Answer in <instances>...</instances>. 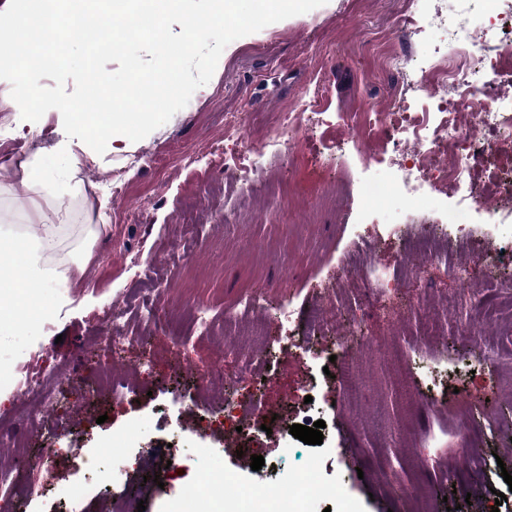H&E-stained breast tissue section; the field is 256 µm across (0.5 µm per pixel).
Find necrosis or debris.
Returning <instances> with one entry per match:
<instances>
[{
	"mask_svg": "<svg viewBox=\"0 0 512 512\" xmlns=\"http://www.w3.org/2000/svg\"><path fill=\"white\" fill-rule=\"evenodd\" d=\"M432 25L449 30L457 53L451 58L435 54L422 67L427 108L418 109L410 96L399 93L394 105L397 131L409 143L401 175L372 180L365 195L374 203L397 198L413 204L420 199L422 185L430 183L446 194L459 195V215L478 209L492 214L503 209L512 215V168L497 170L481 182L471 176L488 162L502 133L512 131V12L486 26L460 18L451 22L441 15ZM386 133L383 113L374 121L342 117L336 122L337 139H352L367 157L375 156V146ZM43 357L40 351L30 356L18 389L24 401L39 400L49 410L56 404V381L47 374ZM263 412L260 400L244 405L228 398L219 413L194 420L193 425L199 432L224 437L239 430L247 434ZM335 495L334 488L310 472L272 492L259 487L243 494L225 475L204 470L182 488L177 501L180 512H208L216 501L224 504L225 512H306L313 499Z\"/></svg>",
	"mask_w": 512,
	"mask_h": 512,
	"instance_id": "4bbe7bcc",
	"label": "necrosis or debris"
}]
</instances>
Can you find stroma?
Wrapping results in <instances>:
<instances>
[{"instance_id":"35a3bbf8","label":"stroma","mask_w":512,"mask_h":512,"mask_svg":"<svg viewBox=\"0 0 512 512\" xmlns=\"http://www.w3.org/2000/svg\"><path fill=\"white\" fill-rule=\"evenodd\" d=\"M409 0H327L307 13L238 38L223 50L210 81L188 104L129 150L97 154L68 138L58 110L22 120L11 85L0 79V237L60 225L52 279L39 306L48 315H18L0 338V367L19 368L44 349L57 374L58 411L33 424L17 420L13 383L0 384V431L36 428V447L58 440L49 476L12 474L13 495L0 512H62L59 490L87 485L82 512H108L112 499L138 496L145 512H173L177 492L199 467L219 470L238 487L275 489L311 469L336 497L309 512H408L414 484L430 487L434 512H512V334L499 317L512 298L493 283L482 257L512 244V221L481 213L452 228L448 247L466 276L419 258L422 282L394 289L381 307L366 306L368 280L386 283L404 262L407 235L391 233L373 211L363 183L396 172L400 154L385 146L364 167L351 141L327 131L337 114L389 112L416 66L444 46L435 30L400 28ZM400 66H389L390 57ZM322 89L319 112L305 114L299 144L269 147L279 115ZM229 155L249 147L258 177L237 183L215 162L211 145ZM81 160L76 177L65 171ZM192 164H185V156ZM52 171L55 190L33 213L34 192L12 175L33 158ZM125 189L113 195L111 177ZM81 263V281L66 267ZM165 312L153 331L141 313ZM203 306L215 335H195L184 353L170 339L188 332V316ZM290 306L292 324L280 310ZM118 311L105 324L107 310ZM338 312L334 326L314 315ZM132 337L120 359L102 343L105 332ZM152 333L150 344L136 337ZM336 360L325 364L323 352ZM152 371L129 384L121 399L92 394L106 368L131 371L141 359ZM352 363L355 381L342 370ZM223 369L228 396L261 398V428L232 441L193 429L192 414L219 410L192 368ZM312 396L310 421L325 423L322 444L266 433L272 418L299 415L300 390ZM179 445L177 467L162 483L150 474ZM206 456H197V449ZM263 456L264 476L250 467ZM125 483L105 485L113 465ZM507 500L499 504L496 493Z\"/></svg>"}]
</instances>
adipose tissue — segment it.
<instances>
[{
	"label": "adipose tissue",
	"mask_w": 512,
	"mask_h": 512,
	"mask_svg": "<svg viewBox=\"0 0 512 512\" xmlns=\"http://www.w3.org/2000/svg\"><path fill=\"white\" fill-rule=\"evenodd\" d=\"M56 247L57 227L45 224L25 249L0 248V267H11L21 272L19 278L12 280L10 293L0 297L1 334L8 332L16 311L45 287L49 270L44 264V257Z\"/></svg>",
	"instance_id": "obj_1"
}]
</instances>
